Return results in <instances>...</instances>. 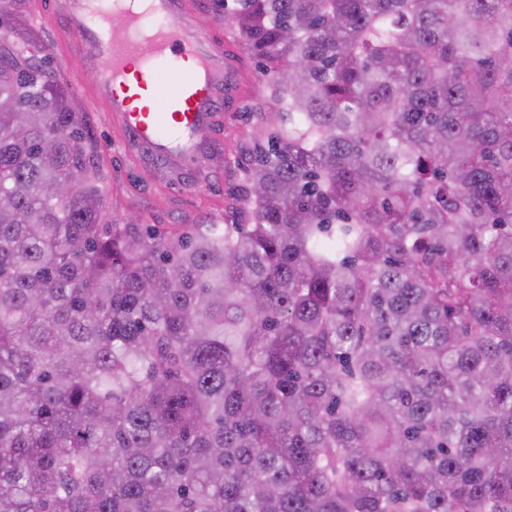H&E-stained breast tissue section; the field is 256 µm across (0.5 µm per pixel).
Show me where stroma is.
<instances>
[{
	"label": "stroma",
	"mask_w": 512,
	"mask_h": 512,
	"mask_svg": "<svg viewBox=\"0 0 512 512\" xmlns=\"http://www.w3.org/2000/svg\"><path fill=\"white\" fill-rule=\"evenodd\" d=\"M53 2L28 0L27 17L44 32L51 66L90 116L107 174L108 217L120 224L133 214L144 224L238 223L235 198L241 190L252 133L264 120L260 107L269 96V79L230 23L217 18L212 0L188 2L237 61L231 94L222 105L221 123L205 136L203 153L185 166L163 173L125 150L122 130L94 94L93 67L67 36L65 22L55 13Z\"/></svg>",
	"instance_id": "stroma-1"
}]
</instances>
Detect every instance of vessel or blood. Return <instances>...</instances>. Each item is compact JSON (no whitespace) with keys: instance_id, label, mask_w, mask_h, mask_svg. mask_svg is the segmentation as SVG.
I'll return each instance as SVG.
<instances>
[{"instance_id":"1","label":"vessel or blood","mask_w":512,"mask_h":512,"mask_svg":"<svg viewBox=\"0 0 512 512\" xmlns=\"http://www.w3.org/2000/svg\"><path fill=\"white\" fill-rule=\"evenodd\" d=\"M69 34L93 54L95 94L128 151L162 168L188 160L222 120L232 63L186 0H55Z\"/></svg>"}]
</instances>
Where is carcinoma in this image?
Masks as SVG:
<instances>
[{
	"instance_id": "cac0c4a2",
	"label": "carcinoma",
	"mask_w": 512,
	"mask_h": 512,
	"mask_svg": "<svg viewBox=\"0 0 512 512\" xmlns=\"http://www.w3.org/2000/svg\"><path fill=\"white\" fill-rule=\"evenodd\" d=\"M0 0V512H512V0H214L270 78L238 224H114Z\"/></svg>"
}]
</instances>
